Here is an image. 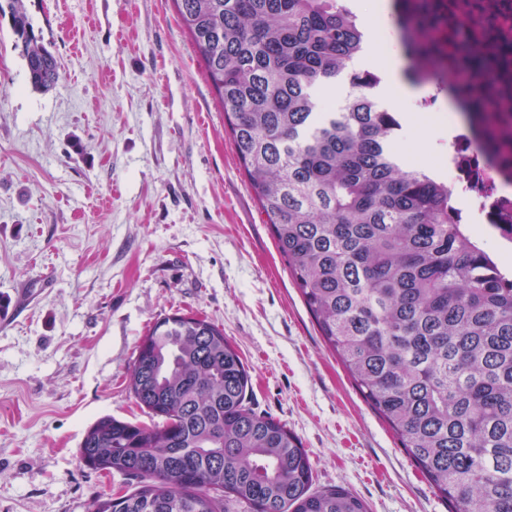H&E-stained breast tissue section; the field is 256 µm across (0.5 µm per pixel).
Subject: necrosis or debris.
<instances>
[{
    "mask_svg": "<svg viewBox=\"0 0 512 512\" xmlns=\"http://www.w3.org/2000/svg\"><path fill=\"white\" fill-rule=\"evenodd\" d=\"M415 10L434 34L442 57L462 67L449 82L467 92L490 90L488 107L512 97V0H417ZM448 188L468 197L479 221L512 223V179L487 162L465 137L438 149Z\"/></svg>",
    "mask_w": 512,
    "mask_h": 512,
    "instance_id": "obj_1",
    "label": "necrosis or debris"
}]
</instances>
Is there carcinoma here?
Returning a JSON list of instances; mask_svg holds the SVG:
<instances>
[{
	"instance_id": "cac0c4a2",
	"label": "carcinoma",
	"mask_w": 512,
	"mask_h": 512,
	"mask_svg": "<svg viewBox=\"0 0 512 512\" xmlns=\"http://www.w3.org/2000/svg\"><path fill=\"white\" fill-rule=\"evenodd\" d=\"M276 247L325 342L449 512H512V278L458 219L448 183L392 152L401 124L355 61L365 33L338 0H174ZM412 4L398 17L416 53ZM31 86L56 84L23 0H0ZM347 78L350 95H320ZM224 329L176 312L137 346L128 390L151 423L103 416L80 459L125 477L90 512H368L311 491L299 438L248 401Z\"/></svg>"
}]
</instances>
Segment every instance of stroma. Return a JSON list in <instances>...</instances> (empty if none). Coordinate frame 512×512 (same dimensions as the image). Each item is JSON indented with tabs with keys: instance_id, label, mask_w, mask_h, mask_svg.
Returning a JSON list of instances; mask_svg holds the SVG:
<instances>
[{
	"instance_id": "stroma-1",
	"label": "stroma",
	"mask_w": 512,
	"mask_h": 512,
	"mask_svg": "<svg viewBox=\"0 0 512 512\" xmlns=\"http://www.w3.org/2000/svg\"><path fill=\"white\" fill-rule=\"evenodd\" d=\"M24 4L60 70L32 89L0 18V512H88L127 489L79 446L101 416L147 421L129 368L177 311L223 327L314 489L448 512L320 335L173 0ZM439 142L410 125L394 150L430 167Z\"/></svg>"
}]
</instances>
